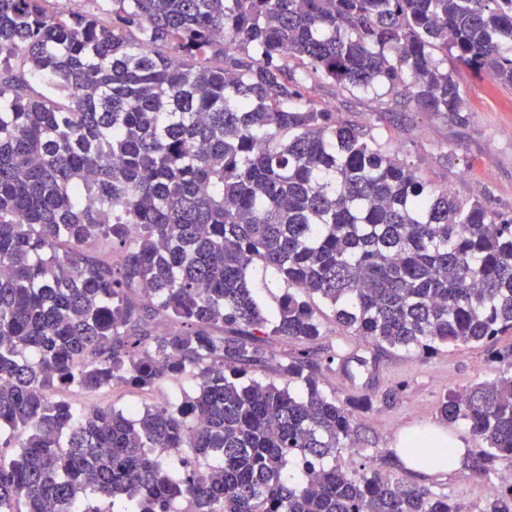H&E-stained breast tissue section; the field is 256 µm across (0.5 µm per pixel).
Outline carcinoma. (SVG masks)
Instances as JSON below:
<instances>
[{"label":"carcinoma","instance_id":"carcinoma-1","mask_svg":"<svg viewBox=\"0 0 512 512\" xmlns=\"http://www.w3.org/2000/svg\"><path fill=\"white\" fill-rule=\"evenodd\" d=\"M90 2L0 0V512H470L400 467L450 446L336 465L373 398L320 382L512 334V215L314 92L382 87L462 125L442 64L512 88V0ZM257 267L286 286L273 310ZM315 297L359 348L319 347ZM490 365L436 412L495 486L479 512H512V350ZM186 375L161 407L60 395Z\"/></svg>","mask_w":512,"mask_h":512}]
</instances>
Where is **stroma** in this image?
Listing matches in <instances>:
<instances>
[{
	"instance_id": "1",
	"label": "stroma",
	"mask_w": 512,
	"mask_h": 512,
	"mask_svg": "<svg viewBox=\"0 0 512 512\" xmlns=\"http://www.w3.org/2000/svg\"><path fill=\"white\" fill-rule=\"evenodd\" d=\"M447 68L464 91L467 121L449 125L445 119L415 109L388 112L387 96L335 95L332 86L319 88L326 103L341 114L375 128L390 152L413 164L434 183L447 186L461 199L481 196L497 210H512V88L497 84L456 63ZM512 347V335L498 337L493 345H475L461 351L442 350L428 359L402 351L383 354L371 383L353 382L339 373L327 374L321 387L339 397L366 392L382 395L395 392L388 403L374 402L367 413L364 435L368 450L394 447L398 437L409 431L437 426L436 402L449 389H462L487 378L491 349ZM195 382L184 378L161 383L150 391L125 386L113 391L85 393L65 391V398L80 406L114 403L140 407L157 405L193 390ZM435 489L445 491L477 512L487 495V483L471 471L457 466L431 478Z\"/></svg>"
}]
</instances>
